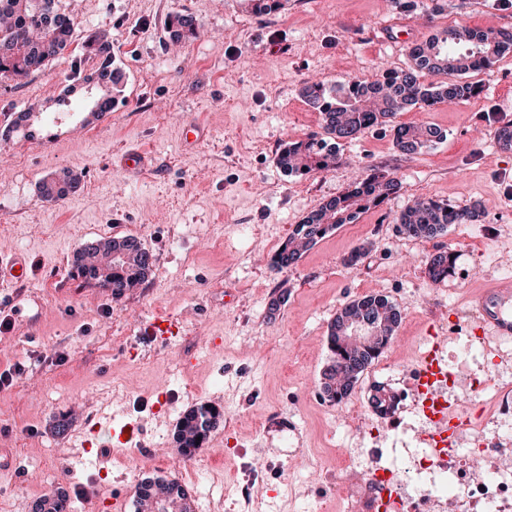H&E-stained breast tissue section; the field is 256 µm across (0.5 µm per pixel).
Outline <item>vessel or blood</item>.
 I'll list each match as a JSON object with an SVG mask.
<instances>
[{"label": "vessel or blood", "instance_id": "1", "mask_svg": "<svg viewBox=\"0 0 512 512\" xmlns=\"http://www.w3.org/2000/svg\"><path fill=\"white\" fill-rule=\"evenodd\" d=\"M28 260L21 255L4 257L0 255V278L19 282L28 278ZM472 300L478 313L481 327L490 330L498 337H512V295L497 288L496 284H486L484 289L473 295ZM146 335L168 342L178 336L180 324L173 317L156 313L144 326ZM448 378V368L442 357L440 341L430 343L419 360L412 378L413 407L424 414L429 427L425 434L428 444L443 452L453 448L462 427L461 417L447 398L437 392L439 384Z\"/></svg>", "mask_w": 512, "mask_h": 512}]
</instances>
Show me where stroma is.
<instances>
[{
  "label": "stroma",
  "mask_w": 512,
  "mask_h": 512,
  "mask_svg": "<svg viewBox=\"0 0 512 512\" xmlns=\"http://www.w3.org/2000/svg\"><path fill=\"white\" fill-rule=\"evenodd\" d=\"M75 21L73 43L45 70L0 82V113L32 110V134L0 139V253H26L28 280L0 287L10 328H0V371L21 365L0 390V448L12 470L0 471V512H30L32 502L65 490L72 512L133 495L143 478L182 477L195 512H367L368 473L390 466L401 487L433 481L410 467L425 421L412 410L383 417L369 398L375 385L407 388L428 337L442 339L456 384L448 395L482 413L484 437L512 448V421L472 379L512 388V340L473 336L471 295L488 281L512 282V148L496 132L512 124V54L474 74L481 94L459 105L413 108L404 123L426 124L442 138L417 156L400 154L386 127L343 143L347 165L286 176L275 157L283 141L320 131L321 116L299 95L305 82L336 83L398 68L408 42L431 24L512 29V0H286L253 15L241 0H60ZM193 17L195 37L172 44V13ZM112 39L123 92L111 114L89 126L75 73L94 65L82 46ZM202 123L194 148L184 128ZM148 149L150 169L133 175L118 157ZM394 173L399 196L327 235L294 265L270 260L295 224L344 192L359 166ZM83 175V188L59 202L38 185L56 172ZM418 196L454 207L482 204L471 224L418 240L393 221ZM261 233L241 242L237 227ZM137 238L153 255L145 281L121 298L89 285L72 268L74 253L108 237ZM367 255L352 268L355 247ZM451 249L455 269L434 286L425 258ZM373 293L400 312L397 333L351 395L321 400L330 360L327 332L337 312ZM167 312L184 333L164 345L142 335L154 313ZM167 394L170 415L154 413ZM212 404L224 419L189 466L177 468L174 435L183 414ZM118 410L127 443L112 447L115 465L100 477L91 455L56 434L68 416L82 433L91 415Z\"/></svg>",
  "instance_id": "35a3bbf8"
}]
</instances>
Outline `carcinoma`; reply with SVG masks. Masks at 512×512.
I'll return each instance as SVG.
<instances>
[{
    "label": "carcinoma",
    "instance_id": "1",
    "mask_svg": "<svg viewBox=\"0 0 512 512\" xmlns=\"http://www.w3.org/2000/svg\"><path fill=\"white\" fill-rule=\"evenodd\" d=\"M282 7L281 0H248L246 10L268 14ZM172 41L180 42L196 34L193 20L174 14L168 21ZM75 27L59 0H0V80H22L41 71L72 42ZM86 58L96 61L92 72L100 117L112 109L122 93V74L113 67L112 39L100 34L83 47ZM512 51V30H477L448 26L409 47V63L387 69L375 78H351L330 86L323 81L306 83L300 95L319 112L321 133L292 141L277 157L278 166L288 175L303 177L328 172L342 163L340 144L353 141L366 130L387 125L393 143L403 155L428 150L438 131L430 126L399 123L397 116L415 107L462 104L479 95L481 87L468 80V74L488 69ZM81 186V176L63 169L43 180L42 199L61 201ZM401 181L390 173L372 171L354 182L344 193L323 202L311 211L282 242L271 268L279 270L297 263L303 253L342 224L353 223L371 207H378L398 195ZM476 207L457 208L433 198L418 199L397 217L399 230L406 236L427 240L448 230L452 224H470L478 217ZM153 265L152 255L134 237L107 238L76 252L72 268L85 283L106 288L121 297L138 287ZM454 266V253L440 248L426 261L428 280L440 284L448 280ZM352 317L368 322L386 339L373 346L348 349L342 345L343 326ZM396 305L382 295H367L347 303L336 314L327 332L330 360L323 370L322 390L327 400L340 403L351 394L366 369L391 342L399 324ZM383 396L371 403L374 411L388 416L395 410L396 396L380 388ZM224 419L216 407L203 404L189 410L177 425L178 453L189 459L205 446L210 433ZM32 512H66L59 497L42 496L33 502ZM135 512H191L187 494L175 478L146 479L138 485Z\"/></svg>",
    "mask_w": 512,
    "mask_h": 512
}]
</instances>
